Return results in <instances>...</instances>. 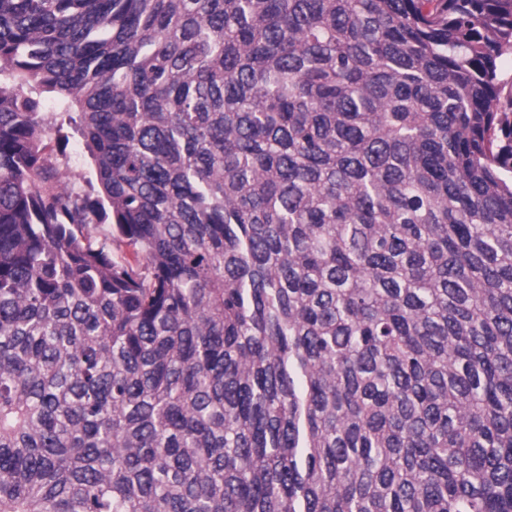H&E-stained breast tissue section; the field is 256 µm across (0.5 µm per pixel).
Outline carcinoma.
<instances>
[{"instance_id": "cac0c4a2", "label": "carcinoma", "mask_w": 512, "mask_h": 512, "mask_svg": "<svg viewBox=\"0 0 512 512\" xmlns=\"http://www.w3.org/2000/svg\"><path fill=\"white\" fill-rule=\"evenodd\" d=\"M510 59L512 0H0V512H512ZM62 132H68L69 142L65 148L64 170L68 175V186L82 192L90 190L88 181L93 179L91 168L80 146V140L72 135L66 128ZM92 240L100 245L106 243L108 248L112 250V257L118 263H123L125 260L133 261L130 251L125 246H119L113 241L112 237V224L108 222L102 224H90L88 227Z\"/></svg>"}]
</instances>
